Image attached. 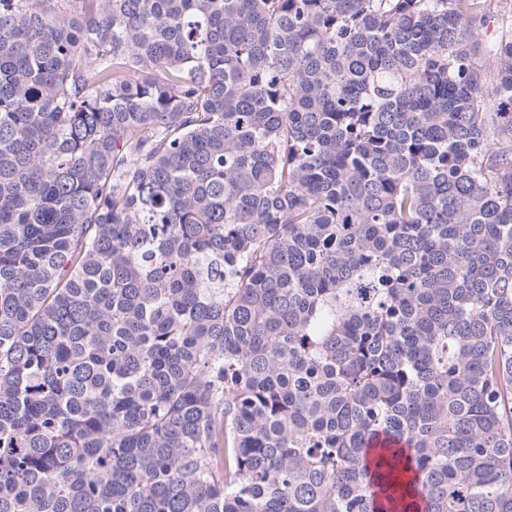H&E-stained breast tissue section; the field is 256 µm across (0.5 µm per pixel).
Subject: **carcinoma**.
I'll return each instance as SVG.
<instances>
[{
    "label": "carcinoma",
    "instance_id": "carcinoma-1",
    "mask_svg": "<svg viewBox=\"0 0 512 512\" xmlns=\"http://www.w3.org/2000/svg\"><path fill=\"white\" fill-rule=\"evenodd\" d=\"M485 2L0 0V512H512Z\"/></svg>",
    "mask_w": 512,
    "mask_h": 512
}]
</instances>
